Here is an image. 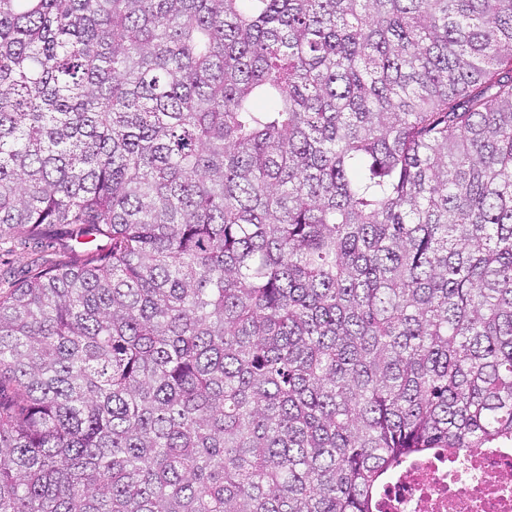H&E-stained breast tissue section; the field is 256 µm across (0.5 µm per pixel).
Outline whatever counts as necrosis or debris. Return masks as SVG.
<instances>
[{
  "mask_svg": "<svg viewBox=\"0 0 512 512\" xmlns=\"http://www.w3.org/2000/svg\"><path fill=\"white\" fill-rule=\"evenodd\" d=\"M372 512H512V448L415 456L391 471Z\"/></svg>",
  "mask_w": 512,
  "mask_h": 512,
  "instance_id": "necrosis-or-debris-1",
  "label": "necrosis or debris"
}]
</instances>
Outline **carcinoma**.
<instances>
[{
	"label": "carcinoma",
	"instance_id": "1",
	"mask_svg": "<svg viewBox=\"0 0 512 512\" xmlns=\"http://www.w3.org/2000/svg\"><path fill=\"white\" fill-rule=\"evenodd\" d=\"M0 512H370L512 446V0H0ZM37 252L57 263L80 262L76 259L79 257L72 253L63 241L52 235H44L38 239L19 235L7 239L0 244V294L9 292L27 281L31 261Z\"/></svg>",
	"mask_w": 512,
	"mask_h": 512
}]
</instances>
